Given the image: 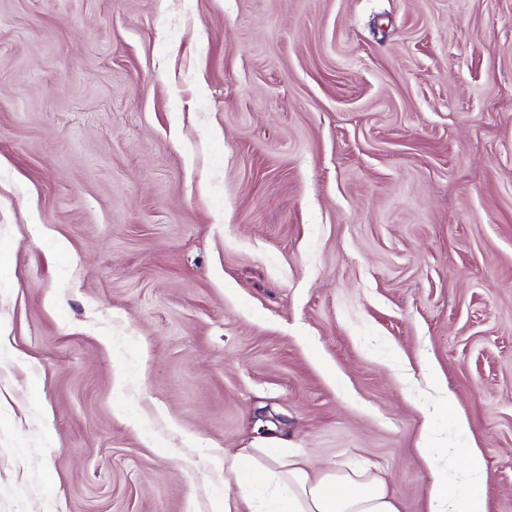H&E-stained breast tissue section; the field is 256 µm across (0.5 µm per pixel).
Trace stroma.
<instances>
[{
  "label": "stroma",
  "instance_id": "35a3bbf8",
  "mask_svg": "<svg viewBox=\"0 0 512 512\" xmlns=\"http://www.w3.org/2000/svg\"><path fill=\"white\" fill-rule=\"evenodd\" d=\"M427 409L512 512V0H0V512H429ZM211 463L224 469L225 487L239 488L215 499L211 512H399L386 479L370 468L314 473L304 455H280L273 448L224 451ZM247 473L251 483L244 481Z\"/></svg>",
  "mask_w": 512,
  "mask_h": 512
}]
</instances>
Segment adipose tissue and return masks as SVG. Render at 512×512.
<instances>
[{"instance_id": "ef3b65f1", "label": "adipose tissue", "mask_w": 512, "mask_h": 512, "mask_svg": "<svg viewBox=\"0 0 512 512\" xmlns=\"http://www.w3.org/2000/svg\"><path fill=\"white\" fill-rule=\"evenodd\" d=\"M431 429L423 431L419 450L429 472V512H485L486 464L480 448L464 452L462 488L452 489V458L436 454ZM224 472V494L211 512H399L397 498L384 476L369 468L312 471L305 456L280 455L271 448H243L213 459Z\"/></svg>"}]
</instances>
